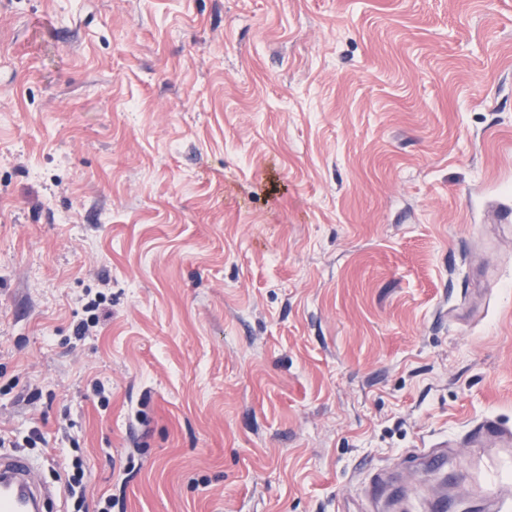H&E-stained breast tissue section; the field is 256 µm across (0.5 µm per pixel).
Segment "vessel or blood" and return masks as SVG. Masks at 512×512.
Segmentation results:
<instances>
[{
  "mask_svg": "<svg viewBox=\"0 0 512 512\" xmlns=\"http://www.w3.org/2000/svg\"><path fill=\"white\" fill-rule=\"evenodd\" d=\"M469 441L474 447H494L500 453L498 467L487 470L480 486L449 484L448 444L444 441L411 450L401 466L414 474L430 472L441 477L439 490L428 497V512H512V485L504 482L500 472L501 466L512 464V431L486 419L470 431ZM39 468L29 456L0 450V512H44L51 491L39 484ZM408 494L407 484L394 483L386 470L372 473L369 495L373 504L392 508L401 505Z\"/></svg>",
  "mask_w": 512,
  "mask_h": 512,
  "instance_id": "vessel-or-blood-1",
  "label": "vessel or blood"
}]
</instances>
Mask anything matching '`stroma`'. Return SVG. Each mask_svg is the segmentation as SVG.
<instances>
[{
	"label": "stroma",
	"mask_w": 512,
	"mask_h": 512,
	"mask_svg": "<svg viewBox=\"0 0 512 512\" xmlns=\"http://www.w3.org/2000/svg\"><path fill=\"white\" fill-rule=\"evenodd\" d=\"M502 204L512 0H0V436L112 512H355L424 439L470 483ZM87 467L81 458H74L72 461V471L67 473L64 487L67 498L72 502L73 510L71 512H88L86 506V479Z\"/></svg>",
	"instance_id": "1"
}]
</instances>
